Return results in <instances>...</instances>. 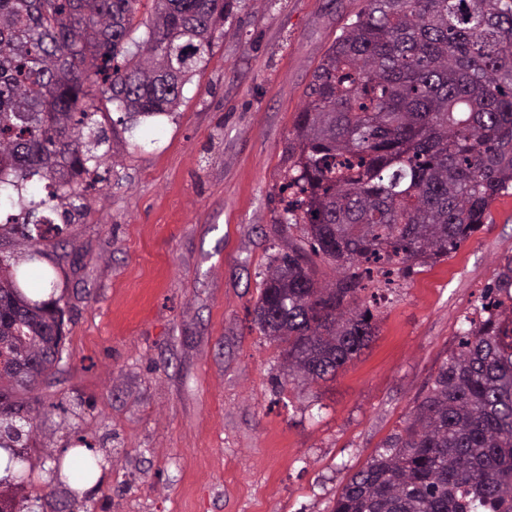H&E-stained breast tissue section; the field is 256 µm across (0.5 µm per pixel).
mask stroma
<instances>
[{
	"mask_svg": "<svg viewBox=\"0 0 512 512\" xmlns=\"http://www.w3.org/2000/svg\"><path fill=\"white\" fill-rule=\"evenodd\" d=\"M363 0H245L181 104L126 129L82 209L51 219L45 266L67 283L63 359L36 389L28 450L44 512H330L402 430L505 257L512 194L448 258L379 289L376 335L330 381L283 378L254 306L299 229L281 222L287 147L319 62ZM109 468L84 491L48 457L82 442Z\"/></svg>",
	"mask_w": 512,
	"mask_h": 512,
	"instance_id": "obj_1",
	"label": "stroma"
}]
</instances>
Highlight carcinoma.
Segmentation results:
<instances>
[{
    "label": "carcinoma",
    "mask_w": 512,
    "mask_h": 512,
    "mask_svg": "<svg viewBox=\"0 0 512 512\" xmlns=\"http://www.w3.org/2000/svg\"><path fill=\"white\" fill-rule=\"evenodd\" d=\"M0 0V427L64 343L58 273L29 235L39 210L78 198L102 164L90 126L106 101L137 124L172 112L223 36L233 0ZM314 70L289 146L299 198L282 223L336 263L318 281L279 252L254 307L293 380L327 381L368 347L374 315L357 265L407 272L448 257L512 189V0H364ZM45 179L46 196L34 177ZM512 257L486 289L402 430L349 478L331 512H512ZM0 432L24 489L29 459ZM80 454L75 474L94 477Z\"/></svg>",
    "instance_id": "cac0c4a2"
}]
</instances>
